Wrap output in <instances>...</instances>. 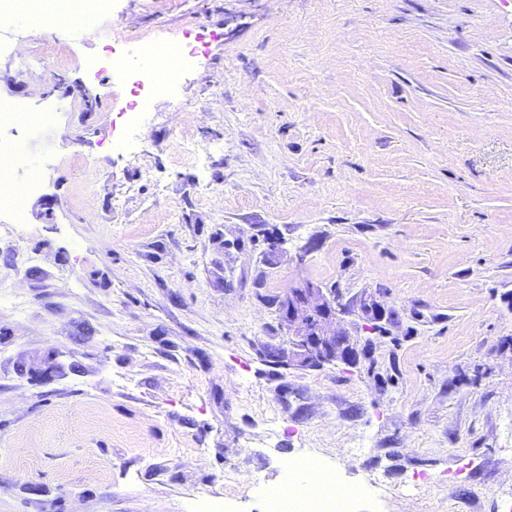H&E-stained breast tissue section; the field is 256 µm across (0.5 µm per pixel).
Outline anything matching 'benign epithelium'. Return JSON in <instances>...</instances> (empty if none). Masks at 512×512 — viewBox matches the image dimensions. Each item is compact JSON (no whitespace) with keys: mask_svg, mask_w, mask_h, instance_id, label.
Segmentation results:
<instances>
[{"mask_svg":"<svg viewBox=\"0 0 512 512\" xmlns=\"http://www.w3.org/2000/svg\"><path fill=\"white\" fill-rule=\"evenodd\" d=\"M286 340L268 347L262 360L283 370H316L354 359L351 337L342 325L341 305L321 285L300 279L275 302Z\"/></svg>","mask_w":512,"mask_h":512,"instance_id":"benign-epithelium-1","label":"benign epithelium"}]
</instances>
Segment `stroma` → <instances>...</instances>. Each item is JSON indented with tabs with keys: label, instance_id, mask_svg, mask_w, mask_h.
<instances>
[{
	"label": "stroma",
	"instance_id": "obj_1",
	"mask_svg": "<svg viewBox=\"0 0 512 512\" xmlns=\"http://www.w3.org/2000/svg\"><path fill=\"white\" fill-rule=\"evenodd\" d=\"M144 35L206 48L131 125L110 58ZM0 101L52 115L0 123L40 181L0 208V512H265L306 458L356 512L512 504V0H112L62 36L19 9ZM302 275L354 363L261 361Z\"/></svg>",
	"mask_w": 512,
	"mask_h": 512
}]
</instances>
